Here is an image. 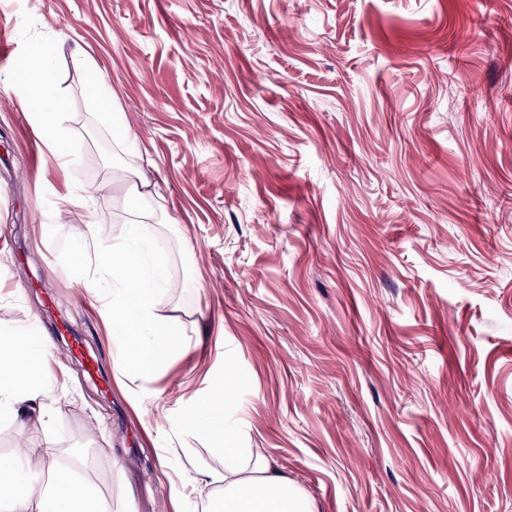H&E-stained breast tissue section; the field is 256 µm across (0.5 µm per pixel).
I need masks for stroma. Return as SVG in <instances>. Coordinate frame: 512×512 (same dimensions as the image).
I'll return each mask as SVG.
<instances>
[{
    "instance_id": "1",
    "label": "stroma",
    "mask_w": 512,
    "mask_h": 512,
    "mask_svg": "<svg viewBox=\"0 0 512 512\" xmlns=\"http://www.w3.org/2000/svg\"><path fill=\"white\" fill-rule=\"evenodd\" d=\"M0 327L48 339L26 433L131 512H203L224 456L180 432L225 358L243 448L320 512H512V0H0ZM49 48L67 166L21 104ZM121 113L130 151L104 117ZM186 356L128 393L81 290L135 170Z\"/></svg>"
}]
</instances>
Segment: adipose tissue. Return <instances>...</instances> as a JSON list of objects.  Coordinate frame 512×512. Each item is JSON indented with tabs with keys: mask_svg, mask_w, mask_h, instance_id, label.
Here are the masks:
<instances>
[{
	"mask_svg": "<svg viewBox=\"0 0 512 512\" xmlns=\"http://www.w3.org/2000/svg\"><path fill=\"white\" fill-rule=\"evenodd\" d=\"M31 124L51 152L70 146L63 126L62 100L51 65L40 62L28 77L21 98ZM159 193L157 184L138 174L121 205L132 219L123 240L106 248L99 242L91 220L90 198L80 195L70 204L78 221L80 253L95 267L83 286L103 299L101 314L112 329V341L122 353L125 370L134 378L150 380L171 358L188 352L175 332L181 321L178 307H161L159 299L171 287L158 258L150 208ZM47 345H33L24 333L0 332V414H8L17 432L42 418V381ZM235 367L226 364L224 376L211 393L179 417L180 429L209 436L224 455L223 473L198 471L199 490L219 486L208 512H318L315 502L276 464L271 449L241 448L231 426L224 422V407L234 393ZM28 460L32 485L22 488L16 480L21 460ZM0 502L9 512H129L127 503H113L73 472L59 464L53 448H19L0 458Z\"/></svg>",
	"mask_w": 512,
	"mask_h": 512,
	"instance_id": "1",
	"label": "adipose tissue"
}]
</instances>
